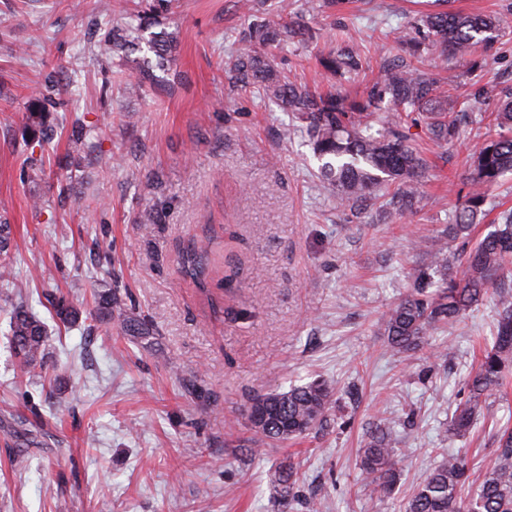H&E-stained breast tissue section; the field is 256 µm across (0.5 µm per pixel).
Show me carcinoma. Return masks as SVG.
<instances>
[{"label": "carcinoma", "mask_w": 512, "mask_h": 512, "mask_svg": "<svg viewBox=\"0 0 512 512\" xmlns=\"http://www.w3.org/2000/svg\"><path fill=\"white\" fill-rule=\"evenodd\" d=\"M153 13L136 14L135 19L112 26V34L100 44L104 54L123 55L141 43L158 59L157 67L169 61L175 49L174 37L162 30ZM150 38H145V33ZM501 32L497 17L439 9L420 16L416 39L405 33L401 43L412 51L414 61L386 60L379 75L359 100L336 93L316 95L277 71L269 53L283 46L312 39L310 29L295 18L280 13L274 19L256 17L244 34L246 49L231 64L229 73L235 86L257 89L280 107L299 115L312 141L318 159L323 161V176L336 187V198L344 205L367 198L381 190L394 188L397 204L405 206L414 198L424 172L423 158L412 144L403 119H391L380 112L382 103L409 113L423 105H433L448 96V90L423 69L424 58L437 56L465 59L478 47H485ZM357 51L347 49L322 60L324 69L345 74L359 67ZM426 129L431 141L451 142L459 137L457 119L447 112L430 109ZM488 125L499 129L497 136L482 147L471 165L470 191L456 210L447 236L469 241L472 226L479 221L487 191L499 178L512 171V93L502 100L497 111L486 116ZM498 228L462 251V275L448 272L447 244L434 253L430 265L414 274L413 284L391 309L384 327L386 346L397 353L424 346L430 333L455 325L487 298L490 288L501 277L512 275V211H503ZM11 227L0 225V281L13 276L15 257L10 251ZM184 258L182 272L193 279L203 269L199 252ZM95 308L89 319L110 324L123 316L121 304L112 289L94 293ZM51 305L64 324L79 319V311L63 295ZM12 349L22 373L46 377L44 325L24 306L17 305L10 315ZM512 374V294H502L496 302L495 331L477 370L467 382V398L460 402L451 418V430L463 435L471 429L475 416L486 400L499 391ZM335 392L333 382L319 377L285 392L267 393L250 399L245 410L253 431L255 451L271 441H286L322 426ZM499 446L494 454L479 460L482 480L467 495L473 469L462 453H449L421 481L410 497L406 512H512V426L498 427ZM392 431L368 437L361 449L362 490L378 500L390 496L401 480V449ZM297 465L288 463L274 472L276 512H294Z\"/></svg>", "instance_id": "obj_1"}]
</instances>
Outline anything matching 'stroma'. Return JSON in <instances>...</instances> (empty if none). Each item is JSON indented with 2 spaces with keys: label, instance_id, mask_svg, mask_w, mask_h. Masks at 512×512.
Returning <instances> with one entry per match:
<instances>
[{
  "label": "stroma",
  "instance_id": "35a3bbf8",
  "mask_svg": "<svg viewBox=\"0 0 512 512\" xmlns=\"http://www.w3.org/2000/svg\"><path fill=\"white\" fill-rule=\"evenodd\" d=\"M152 2L0 0V224L19 253L13 285L0 286V512H272L271 477L289 460L300 501L321 512H405L445 453L491 455L495 421L512 417L511 380L470 434L449 431L493 300L415 352L383 336L469 190L472 154L496 135L478 116L512 92V0H451L499 17L504 32L483 68L431 59L428 73L457 86L442 111L467 99L474 112L448 144L428 139L422 112L409 115L427 168L404 217L339 206L302 121L232 84L252 20L240 0H175L159 17L177 36L175 59L162 83L130 93L145 51L112 57L97 45ZM428 2L288 0L318 38L276 51L275 64L312 92L361 97ZM347 45L359 70L327 72L321 58ZM37 90L49 97L43 145L31 129ZM204 239L198 283L181 262ZM101 288L120 293L147 338L118 320L90 331L56 318L54 295L85 312ZM17 304L47 327L50 380L17 367ZM320 375L336 383L323 428L249 454V399ZM383 422L405 450L404 479L378 501L360 489L358 454Z\"/></svg>",
  "mask_w": 512,
  "mask_h": 512
}]
</instances>
